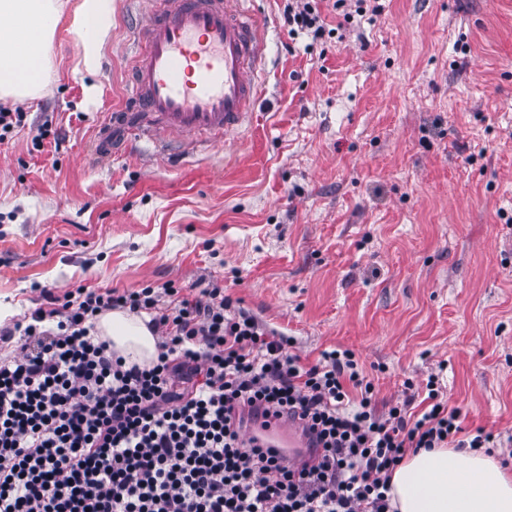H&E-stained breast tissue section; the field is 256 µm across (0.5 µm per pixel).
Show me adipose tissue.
Instances as JSON below:
<instances>
[{"mask_svg":"<svg viewBox=\"0 0 512 512\" xmlns=\"http://www.w3.org/2000/svg\"><path fill=\"white\" fill-rule=\"evenodd\" d=\"M54 0H0V97L27 96L45 81ZM73 27L84 32L79 65L95 74L101 49L112 36V0H81ZM148 316L125 310L97 316L94 336L109 342L127 364L157 358V338ZM398 512H512V472L493 456L455 448L408 454L391 479Z\"/></svg>","mask_w":512,"mask_h":512,"instance_id":"ef3b65f1","label":"adipose tissue"}]
</instances>
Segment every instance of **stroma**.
<instances>
[{
	"label": "stroma",
	"instance_id": "stroma-1",
	"mask_svg": "<svg viewBox=\"0 0 512 512\" xmlns=\"http://www.w3.org/2000/svg\"><path fill=\"white\" fill-rule=\"evenodd\" d=\"M47 81L6 98L0 303L42 290L223 285L294 353L352 351L378 407L438 376L463 427L512 435V0H380L340 36L289 35L284 0H246L265 30L248 125L187 155L139 140L94 152L126 100L138 7L75 74L80 0H60ZM65 140H37L39 127Z\"/></svg>",
	"mask_w": 512,
	"mask_h": 512
}]
</instances>
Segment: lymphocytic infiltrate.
<instances>
[{"instance_id":"obj_1","label":"lymphocytic infiltrate","mask_w":512,"mask_h":512,"mask_svg":"<svg viewBox=\"0 0 512 512\" xmlns=\"http://www.w3.org/2000/svg\"><path fill=\"white\" fill-rule=\"evenodd\" d=\"M378 0H286L289 33L332 36ZM191 301L174 283L120 292H43L23 330L22 354L0 355V512H393L390 480L408 452L487 447L461 438L460 410L429 377L419 412L410 400L377 413L374 386L352 352L316 364L224 289ZM149 313L151 364L126 366L91 333L112 309ZM274 414L297 421L319 456L289 462L244 439Z\"/></svg>"}]
</instances>
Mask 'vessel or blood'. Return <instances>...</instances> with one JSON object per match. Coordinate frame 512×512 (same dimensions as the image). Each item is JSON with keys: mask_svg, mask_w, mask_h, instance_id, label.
I'll use <instances>...</instances> for the list:
<instances>
[{"mask_svg": "<svg viewBox=\"0 0 512 512\" xmlns=\"http://www.w3.org/2000/svg\"><path fill=\"white\" fill-rule=\"evenodd\" d=\"M242 0H170L152 9L133 58L129 106L113 113L102 149L119 153L130 133L223 142L248 116L265 42Z\"/></svg>", "mask_w": 512, "mask_h": 512, "instance_id": "b4317fda", "label": "vessel or blood"}]
</instances>
